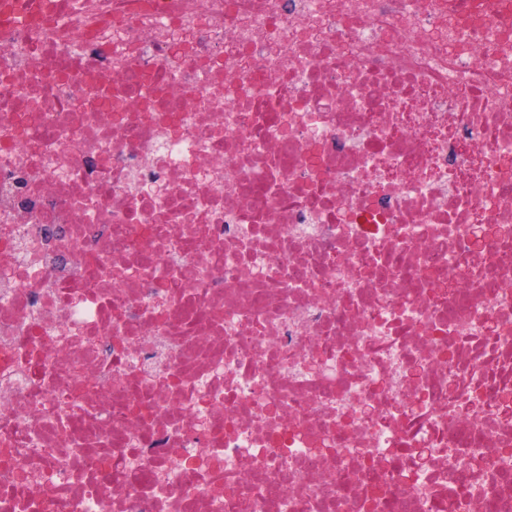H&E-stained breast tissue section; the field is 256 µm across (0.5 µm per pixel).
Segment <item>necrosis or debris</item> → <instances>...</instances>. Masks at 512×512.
<instances>
[{"label": "necrosis or debris", "instance_id": "1", "mask_svg": "<svg viewBox=\"0 0 512 512\" xmlns=\"http://www.w3.org/2000/svg\"><path fill=\"white\" fill-rule=\"evenodd\" d=\"M0 512H512V0H0Z\"/></svg>", "mask_w": 512, "mask_h": 512}]
</instances>
